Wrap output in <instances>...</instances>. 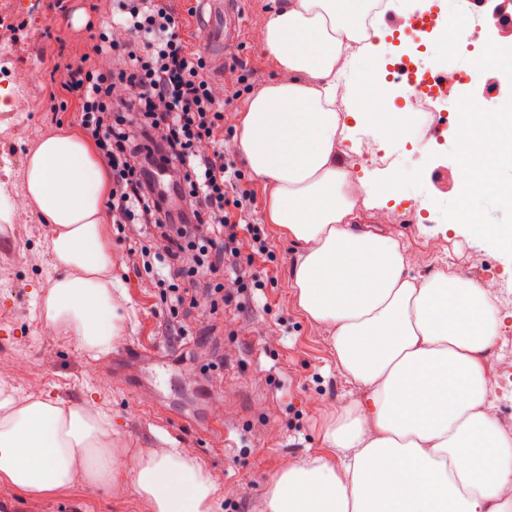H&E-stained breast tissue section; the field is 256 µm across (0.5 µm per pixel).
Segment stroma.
I'll list each match as a JSON object with an SVG mask.
<instances>
[{
    "label": "stroma",
    "instance_id": "35a3bbf8",
    "mask_svg": "<svg viewBox=\"0 0 512 512\" xmlns=\"http://www.w3.org/2000/svg\"><path fill=\"white\" fill-rule=\"evenodd\" d=\"M34 15H20L13 25L19 39L14 57L29 70L30 93L41 108L23 116L0 110V183L22 188L28 155L48 133L77 128L74 112H52L57 93L49 81L54 66L69 56L40 57L43 31L66 46L83 37L73 27L81 13L72 0L69 14L38 0ZM279 0H238L239 42L231 56L244 80L239 95L225 108L224 138L234 146L238 121L254 88L276 80L274 59L263 49L260 30ZM456 129L446 125L441 137L420 145L390 141L381 149L388 168L417 167V191L390 195V210L414 211L416 221H392L386 229L410 249H422L426 229L439 224L438 210L455 206ZM235 161L254 190L251 218L264 225L271 261L258 263L262 285L248 289L239 303L215 318L200 311L180 312L184 333L166 322L163 291L133 266L128 235L111 221L103 239L112 247V276L125 290L121 311L123 340L112 354L92 358L77 342L47 323L42 298L58 272L43 248L51 227L38 211L16 223L0 207V380L22 393H46L66 406L87 402L109 410L112 424L134 448L171 444L188 449L218 487L213 512H265L266 489L281 463L325 451L327 411L350 402L349 386L336 366L327 333L297 310L288 286L293 246L268 224L269 190L248 172L243 156ZM457 271L474 279H496L512 289V254L462 224L441 242ZM0 512H149L131 484L121 487L77 486L70 492L31 498L0 484Z\"/></svg>",
    "mask_w": 512,
    "mask_h": 512
}]
</instances>
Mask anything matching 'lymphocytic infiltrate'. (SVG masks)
Returning <instances> with one entry per match:
<instances>
[{"label": "lymphocytic infiltrate", "mask_w": 512, "mask_h": 512, "mask_svg": "<svg viewBox=\"0 0 512 512\" xmlns=\"http://www.w3.org/2000/svg\"><path fill=\"white\" fill-rule=\"evenodd\" d=\"M175 2L117 0L119 16L103 30L102 0H92L86 36L53 74L62 90L78 92L79 124L112 174L105 208L113 223L146 228L130 256L156 285L189 281L171 314L189 307L213 315L226 285L255 283L254 261L269 248L224 147V107L238 92L213 80L203 30ZM165 176L171 189L161 185ZM175 195L185 203L178 213ZM246 244L255 259H243Z\"/></svg>", "instance_id": "obj_1"}]
</instances>
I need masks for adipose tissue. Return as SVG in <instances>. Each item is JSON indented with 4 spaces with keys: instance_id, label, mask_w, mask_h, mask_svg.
<instances>
[{
    "instance_id": "obj_1",
    "label": "adipose tissue",
    "mask_w": 512,
    "mask_h": 512,
    "mask_svg": "<svg viewBox=\"0 0 512 512\" xmlns=\"http://www.w3.org/2000/svg\"><path fill=\"white\" fill-rule=\"evenodd\" d=\"M401 0H282L261 31L280 77L249 98L236 147L272 188L268 221L296 248L288 280L300 312L327 326L350 403L331 416L328 452L284 464L268 512H512V440L498 427L484 355L503 320L495 280L453 263L425 274L420 254L385 231L386 194L417 186L355 176L338 146L358 111L350 68L376 70L370 30ZM105 178L74 130L28 157L25 203L52 224L45 243L62 271L43 306L48 322L100 357L121 337L112 249L102 240ZM0 384V482L26 496L73 489L76 474L107 486L129 477L151 512H212L217 487L183 448H130L112 415L16 398Z\"/></svg>"
}]
</instances>
